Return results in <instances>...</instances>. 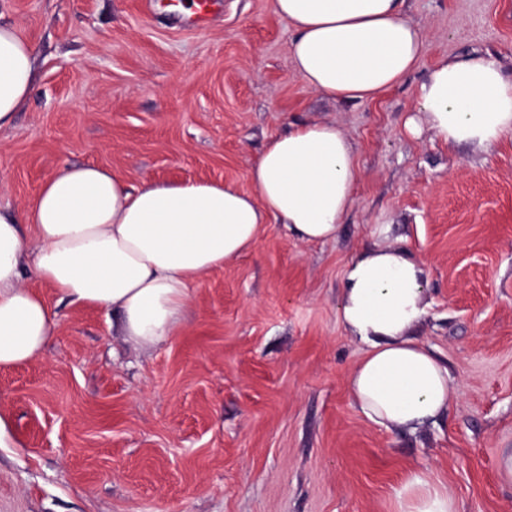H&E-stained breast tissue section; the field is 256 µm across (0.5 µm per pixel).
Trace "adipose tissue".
Returning a JSON list of instances; mask_svg holds the SVG:
<instances>
[{
  "instance_id": "adipose-tissue-1",
  "label": "adipose tissue",
  "mask_w": 512,
  "mask_h": 512,
  "mask_svg": "<svg viewBox=\"0 0 512 512\" xmlns=\"http://www.w3.org/2000/svg\"><path fill=\"white\" fill-rule=\"evenodd\" d=\"M293 32L294 70L331 100L369 101L421 62L425 34L404 0H271ZM35 49L0 23V129L32 89ZM428 126L451 145L488 147L512 132V75L491 58H446L420 87L409 135ZM359 169L336 125L301 123L273 137L246 192L224 183L139 184L97 165L49 175L20 214L0 212V367L41 355L55 317L23 282L24 269L81 305L112 309L124 336L149 349L172 336L208 272L254 248L269 220L303 243L335 240L354 201ZM424 268L403 249L354 260L343 280L342 323L363 350L352 398L371 422L415 430L450 406L447 368L410 337L427 313ZM401 512H457L448 492L422 474L405 488Z\"/></svg>"
}]
</instances>
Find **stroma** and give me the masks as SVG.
I'll use <instances>...</instances> for the list:
<instances>
[{
  "label": "stroma",
  "instance_id": "1",
  "mask_svg": "<svg viewBox=\"0 0 512 512\" xmlns=\"http://www.w3.org/2000/svg\"><path fill=\"white\" fill-rule=\"evenodd\" d=\"M0 0L35 47L31 96L0 130V210H23L64 166L131 183L218 181L290 124L335 123L359 180L336 240L270 222L254 250L204 275L175 336L143 350L117 314L61 298L51 344L0 368V512H399L424 472L457 512H512V132L472 149L407 112L430 68L483 54L512 73V0H405L419 68L372 101L307 90L269 0ZM404 248L425 267L411 331L455 396L411 433L365 419L349 392L362 347L339 305L350 261Z\"/></svg>",
  "mask_w": 512,
  "mask_h": 512
}]
</instances>
